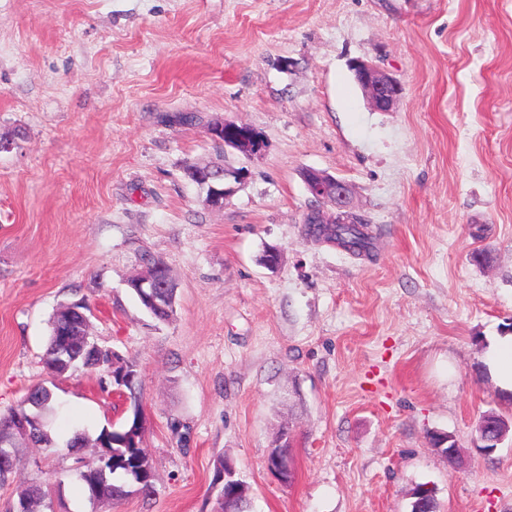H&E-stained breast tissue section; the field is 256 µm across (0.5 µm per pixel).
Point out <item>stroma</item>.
Returning <instances> with one entry per match:
<instances>
[{
	"mask_svg": "<svg viewBox=\"0 0 512 512\" xmlns=\"http://www.w3.org/2000/svg\"><path fill=\"white\" fill-rule=\"evenodd\" d=\"M357 60L401 84L391 111ZM215 120L265 151L215 148ZM189 163L249 176L212 208ZM308 169L351 185L372 257L305 239ZM154 260L177 284L166 322L128 286ZM75 301L136 391L48 374L51 317ZM505 332L512 0H0V413L46 385L55 439L19 442L0 512L39 483L60 491L37 512H213L220 456L248 512H410L420 483L439 512H512V436L486 454L477 432L489 411L512 422L482 364ZM137 413L156 494L94 508L73 459ZM284 426L286 484L267 464Z\"/></svg>",
	"mask_w": 512,
	"mask_h": 512,
	"instance_id": "35a3bbf8",
	"label": "stroma"
}]
</instances>
